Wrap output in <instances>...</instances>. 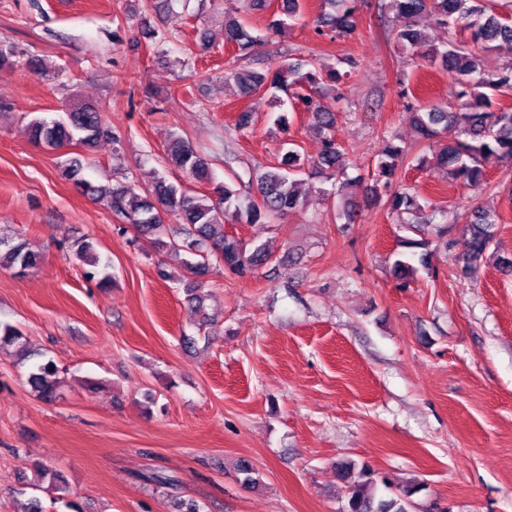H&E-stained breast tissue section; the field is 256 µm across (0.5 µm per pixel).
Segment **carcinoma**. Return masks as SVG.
<instances>
[{"instance_id": "cac0c4a2", "label": "carcinoma", "mask_w": 512, "mask_h": 512, "mask_svg": "<svg viewBox=\"0 0 512 512\" xmlns=\"http://www.w3.org/2000/svg\"><path fill=\"white\" fill-rule=\"evenodd\" d=\"M398 13L415 19L422 14L432 15L436 22L449 29L461 28L470 39L485 49L497 48V43H512V15L495 8L493 0H393ZM304 9L303 0H279L278 8L267 30L281 34L287 28L285 19L294 20ZM355 0H321L318 21L327 29L331 38L352 36L357 29ZM393 39L405 49H413L425 42L423 34L410 24L397 31ZM261 37L252 35L237 18H229L224 27V44L234 48L237 59L246 58L259 44ZM427 65H441L459 84L460 90L453 99L442 105L421 106L407 113L410 124L426 140L436 143V164L443 167L448 177L472 188L487 183L485 165L492 160L512 161V111L493 108L492 98L512 91V62L497 69H488L477 55L464 47L462 41L450 36L442 47H433L426 54ZM338 77L336 67L309 58L305 61H282L267 70L236 67L224 74L234 80L244 96H267L279 107L290 104L294 112L312 113L314 128L322 137V150L317 160L309 164L298 149L289 147L279 155L277 164L268 167L255 177L256 193L242 195L237 188L239 177L229 181L215 180L207 160L187 139L174 132L164 149L163 163L183 171L193 180L208 186L204 195H196L182 183H173L163 177L154 181L147 190L132 185L116 183L106 189L82 179L79 174L83 164L78 158L71 160L65 175L76 180L82 190L107 201L112 213L124 224L134 226L140 234L161 245L183 250L200 257L196 262H185L192 278L184 283L188 301L199 312L203 306L201 289L209 272V257L219 258L224 271L245 277L255 273L269 260L262 245H249L243 239L224 231L226 224H265L271 218L293 212L301 206L300 188L304 176L336 171L343 156L342 148L332 134L336 114L319 102L314 90ZM29 138L37 145L59 149L78 144L92 149L105 133L102 110L89 103H71L64 115L50 121H30ZM407 158V150L391 140L384 141L376 154L372 183L361 184L349 179L344 186L363 188L369 201L384 200L398 223H405L404 216L421 210L417 196L393 187L394 177ZM173 217L180 223V237L166 242L170 225L166 218ZM494 215L475 210L471 213L467 230L469 248L459 256L463 271H473L482 256L493 245ZM75 255L92 267L88 278L101 288L113 283L109 274L100 275L101 259L94 244L82 239L75 243ZM414 249L409 259H397L393 272L397 279L405 280L416 275L419 269L428 268L425 243L411 242ZM39 257L29 251L22 240L0 237V269L33 268ZM57 366L51 360L35 365L28 382L41 398L50 400L58 386ZM237 471L245 485L261 482L259 471L248 461L240 460ZM37 480L31 484L35 490L44 489L57 493L66 490L64 476L43 464L36 466ZM344 481L343 512H411L413 489L406 488L393 495L376 497L377 473L367 466L355 470L349 464L342 468Z\"/></svg>"}]
</instances>
